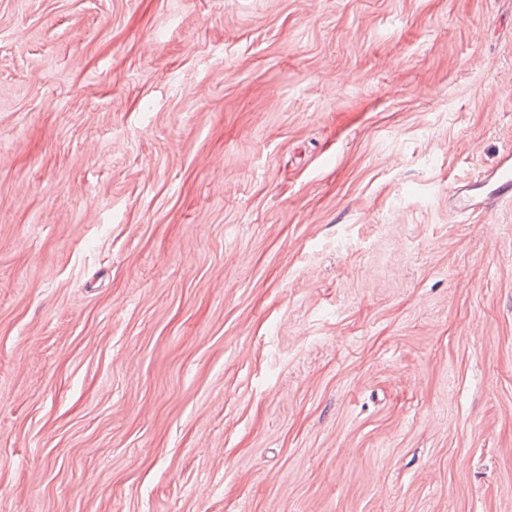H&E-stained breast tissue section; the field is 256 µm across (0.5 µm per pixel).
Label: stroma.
<instances>
[{
	"label": "stroma",
	"instance_id": "35a3bbf8",
	"mask_svg": "<svg viewBox=\"0 0 512 512\" xmlns=\"http://www.w3.org/2000/svg\"><path fill=\"white\" fill-rule=\"evenodd\" d=\"M512 0H0V512H512ZM454 208L468 215L494 206H512V152H505L488 172L456 188L449 197Z\"/></svg>",
	"mask_w": 512,
	"mask_h": 512
}]
</instances>
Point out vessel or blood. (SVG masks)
I'll use <instances>...</instances> for the list:
<instances>
[{
	"instance_id": "obj_1",
	"label": "vessel or blood",
	"mask_w": 512,
	"mask_h": 512,
	"mask_svg": "<svg viewBox=\"0 0 512 512\" xmlns=\"http://www.w3.org/2000/svg\"><path fill=\"white\" fill-rule=\"evenodd\" d=\"M454 208L472 215L494 206H512V152H505L483 175L456 188L450 197Z\"/></svg>"
}]
</instances>
